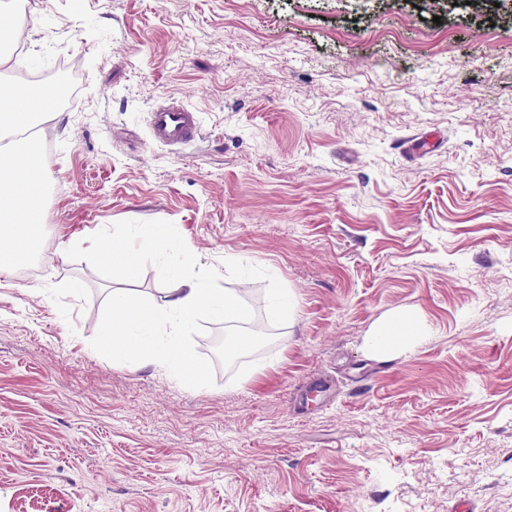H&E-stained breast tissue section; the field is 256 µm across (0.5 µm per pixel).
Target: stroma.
Returning <instances> with one entry per match:
<instances>
[{"instance_id":"35a3bbf8","label":"stroma","mask_w":512,"mask_h":512,"mask_svg":"<svg viewBox=\"0 0 512 512\" xmlns=\"http://www.w3.org/2000/svg\"><path fill=\"white\" fill-rule=\"evenodd\" d=\"M36 2L24 58L81 101L0 276V512H512V0ZM189 273L251 290L191 321L195 379L92 334ZM397 310L432 335L383 365ZM148 127L152 143L173 152L204 139L199 113L178 99L155 104L148 113Z\"/></svg>"}]
</instances>
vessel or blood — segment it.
Returning a JSON list of instances; mask_svg holds the SVG:
<instances>
[{
    "label": "vessel or blood",
    "instance_id": "vessel-or-blood-1",
    "mask_svg": "<svg viewBox=\"0 0 512 512\" xmlns=\"http://www.w3.org/2000/svg\"><path fill=\"white\" fill-rule=\"evenodd\" d=\"M148 127L152 143L174 152L204 138L199 113L178 99L155 104L148 114Z\"/></svg>",
    "mask_w": 512,
    "mask_h": 512
}]
</instances>
